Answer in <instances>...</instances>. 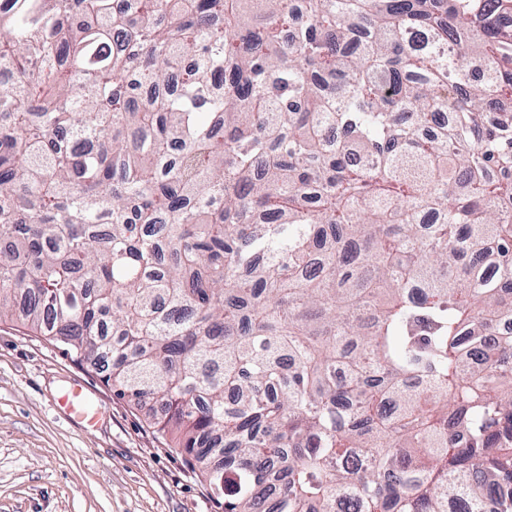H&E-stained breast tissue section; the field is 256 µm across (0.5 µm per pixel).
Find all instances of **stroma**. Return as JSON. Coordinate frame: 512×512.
<instances>
[{"label": "stroma", "instance_id": "stroma-1", "mask_svg": "<svg viewBox=\"0 0 512 512\" xmlns=\"http://www.w3.org/2000/svg\"><path fill=\"white\" fill-rule=\"evenodd\" d=\"M76 386L94 428L59 403ZM158 411L115 396L22 315L0 322V512H222L175 435L154 427Z\"/></svg>", "mask_w": 512, "mask_h": 512}]
</instances>
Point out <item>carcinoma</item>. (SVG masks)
<instances>
[{
  "label": "carcinoma",
  "instance_id": "1",
  "mask_svg": "<svg viewBox=\"0 0 512 512\" xmlns=\"http://www.w3.org/2000/svg\"><path fill=\"white\" fill-rule=\"evenodd\" d=\"M117 3L0 8V321L224 512H512V0Z\"/></svg>",
  "mask_w": 512,
  "mask_h": 512
}]
</instances>
